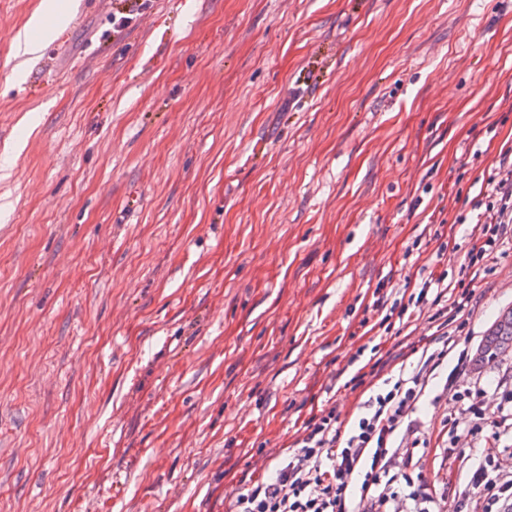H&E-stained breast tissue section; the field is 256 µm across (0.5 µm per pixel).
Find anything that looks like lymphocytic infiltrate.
Returning a JSON list of instances; mask_svg holds the SVG:
<instances>
[{
  "instance_id": "obj_1",
  "label": "lymphocytic infiltrate",
  "mask_w": 512,
  "mask_h": 512,
  "mask_svg": "<svg viewBox=\"0 0 512 512\" xmlns=\"http://www.w3.org/2000/svg\"><path fill=\"white\" fill-rule=\"evenodd\" d=\"M477 206L473 222L480 243L465 255L457 279L444 272L428 275L405 298L394 288L375 291V310L389 311L399 322L396 335L425 315L438 348L421 354L411 371L385 380L352 424H344L334 404L308 421L293 451L277 459L271 478L238 492L230 512H444L424 482L421 464L431 432L417 413L429 364L443 362L452 349L460 364L472 361L459 346L465 328L459 315L472 304L471 281L487 271L504 243L505 225L512 224V147L489 176ZM486 394L478 380L455 393L476 418L468 430L478 445L468 491L482 498V512H512V478L500 463L502 448L512 442V395L489 413L483 407Z\"/></svg>"
}]
</instances>
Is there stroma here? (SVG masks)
<instances>
[{
    "label": "stroma",
    "mask_w": 512,
    "mask_h": 512,
    "mask_svg": "<svg viewBox=\"0 0 512 512\" xmlns=\"http://www.w3.org/2000/svg\"><path fill=\"white\" fill-rule=\"evenodd\" d=\"M0 0V512H228L397 351L373 293L457 274L512 147V0ZM442 240H434L435 229ZM465 345L512 307V224ZM486 410L512 355L469 370ZM426 478L456 500L474 417ZM47 0L43 1L39 10H37L29 19L24 33L17 36V55L33 54L39 50L41 41L53 36L54 28L47 26L44 22V6ZM36 32V34H34Z\"/></svg>",
    "instance_id": "stroma-1"
}]
</instances>
